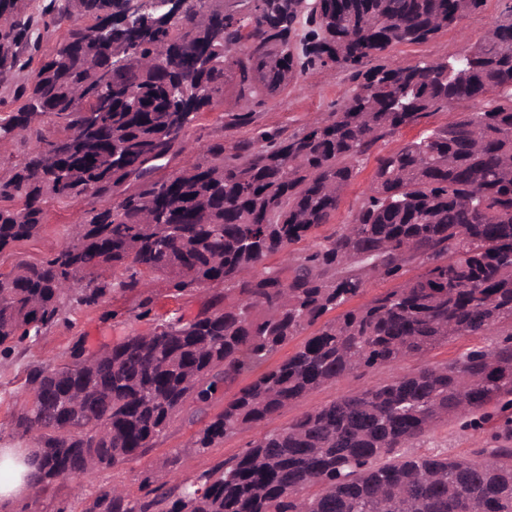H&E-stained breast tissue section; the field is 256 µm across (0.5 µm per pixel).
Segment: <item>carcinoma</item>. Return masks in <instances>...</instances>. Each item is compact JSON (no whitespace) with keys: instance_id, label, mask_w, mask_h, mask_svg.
Wrapping results in <instances>:
<instances>
[{"instance_id":"cac0c4a2","label":"carcinoma","mask_w":512,"mask_h":512,"mask_svg":"<svg viewBox=\"0 0 512 512\" xmlns=\"http://www.w3.org/2000/svg\"><path fill=\"white\" fill-rule=\"evenodd\" d=\"M67 2L34 15L26 0H0V76L23 74L13 100H24L0 119V141L35 122L56 128L35 130L34 151L0 176V201H22L0 206V252L39 234L48 201L92 199L69 245L0 274V351L144 276L165 277L177 296L203 284L224 294L191 320L158 317L148 336L92 354L76 344L61 367L29 366L37 398L15 429L37 444L39 489L144 455L177 416L195 423L223 388L315 325L240 387L192 447L256 428L356 371L455 337L497 341L305 412L189 486L149 473L135 499L113 487L59 512H512V14L457 59L402 67L385 52L431 39L483 0H193L176 20L149 13L131 29L107 25L112 0ZM73 13L84 23L29 70L26 51H40ZM170 45L181 61L153 64ZM316 65L358 81L330 123L287 139L263 133V145L230 154L214 141L202 161L156 176L186 150L198 114L224 100V78L244 121ZM462 101L475 111L378 157L353 222L315 236L373 144ZM55 139L67 141L61 157L44 151ZM309 238L292 265H266ZM414 263L426 272L404 278ZM103 267L136 271L76 290ZM370 277L399 284L320 323ZM61 416L78 429H62ZM450 416L472 429L503 423L469 457L404 451Z\"/></svg>"}]
</instances>
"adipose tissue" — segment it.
I'll return each mask as SVG.
<instances>
[{
    "label": "adipose tissue",
    "mask_w": 512,
    "mask_h": 512,
    "mask_svg": "<svg viewBox=\"0 0 512 512\" xmlns=\"http://www.w3.org/2000/svg\"><path fill=\"white\" fill-rule=\"evenodd\" d=\"M35 486L32 449L0 448V512H18Z\"/></svg>",
    "instance_id": "ef3b65f1"
}]
</instances>
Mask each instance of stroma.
Listing matches in <instances>:
<instances>
[{
  "label": "stroma",
  "mask_w": 512,
  "mask_h": 512,
  "mask_svg": "<svg viewBox=\"0 0 512 512\" xmlns=\"http://www.w3.org/2000/svg\"><path fill=\"white\" fill-rule=\"evenodd\" d=\"M512 13V0H483L482 7L467 14L457 26L440 31L422 44H399L391 48L389 58L400 66L420 61L443 60L465 53L480 41L501 18ZM355 83L349 72L327 66L314 67L273 99L254 107L247 122H237L233 86H225L224 101L214 110L202 113L190 126L189 148L173 160L169 168L177 171L200 161L207 145L223 140L225 153L235 152L244 142L256 140L260 133L276 132L287 137L327 122L336 105L342 104L354 92ZM465 105H453L430 113L415 125L399 130L378 141L366 155L361 171L342 194L340 205L330 224L320 227L318 236H325L348 223L361 205L371 186L377 156L398 150L426 131L459 119ZM83 204H60L48 201L47 220L36 237L21 241L0 253V273L12 272L18 262L38 263L61 250L70 240L69 230L81 217ZM215 294L204 286L180 296H173L164 278H156L144 288L113 290L97 304L74 306L67 310L64 321L47 332L32 338L8 356L0 354V448L16 440L13 419L23 405L28 392L25 387L27 366L43 364L57 367L70 360L76 343L90 351L120 342L125 337L145 335L153 331L156 318L168 312L191 319L198 315ZM151 306L150 315H143L144 306ZM469 337L454 338L436 346L423 358H410L400 363L349 374L324 385L303 399L289 405L265 421L262 428L242 429L225 437L208 451L199 453L190 446L196 428L183 418H176L169 431L160 437L143 456L108 468H95L74 478L56 481L37 499L29 512H57L62 503L82 498L92 501L100 491L118 486L130 497H138L139 484L145 471L156 470L172 482L184 484L217 463L241 453L261 431L283 427L295 417L316 409L350 392L382 384L393 377L411 372L421 364L442 365L459 358L473 346ZM488 429H461L457 422L448 421L429 432L415 451L419 454L442 452L452 457L470 456L473 449L483 447Z\"/></svg>",
  "instance_id": "obj_1"
}]
</instances>
